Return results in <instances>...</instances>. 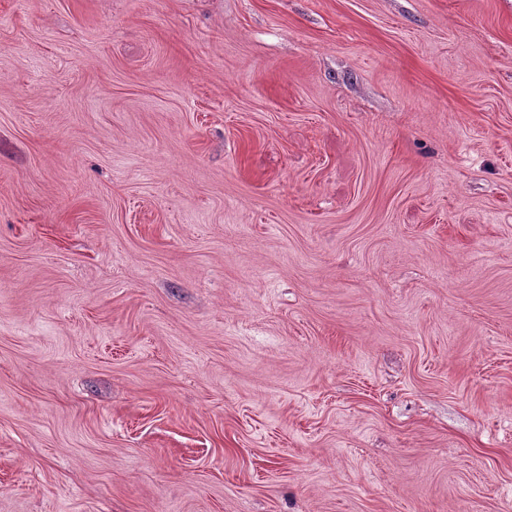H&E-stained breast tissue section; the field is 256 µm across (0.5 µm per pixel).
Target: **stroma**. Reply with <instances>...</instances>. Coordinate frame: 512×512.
<instances>
[{
	"mask_svg": "<svg viewBox=\"0 0 512 512\" xmlns=\"http://www.w3.org/2000/svg\"><path fill=\"white\" fill-rule=\"evenodd\" d=\"M0 512H512V0H0Z\"/></svg>",
	"mask_w": 512,
	"mask_h": 512,
	"instance_id": "obj_1",
	"label": "stroma"
}]
</instances>
